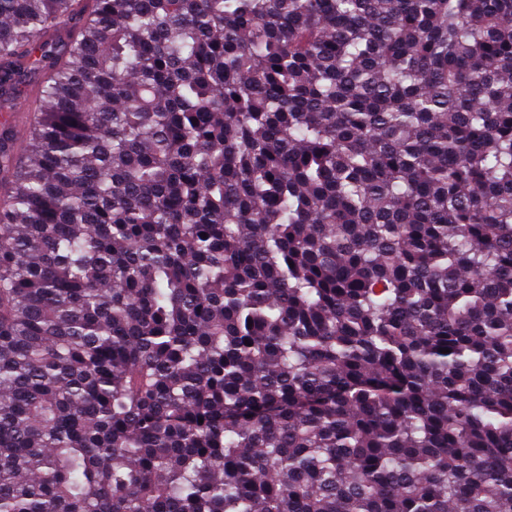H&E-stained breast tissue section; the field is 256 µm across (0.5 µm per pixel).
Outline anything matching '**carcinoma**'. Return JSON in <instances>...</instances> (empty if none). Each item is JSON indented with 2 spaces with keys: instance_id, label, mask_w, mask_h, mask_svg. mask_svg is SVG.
Segmentation results:
<instances>
[{
  "instance_id": "obj_1",
  "label": "carcinoma",
  "mask_w": 512,
  "mask_h": 512,
  "mask_svg": "<svg viewBox=\"0 0 512 512\" xmlns=\"http://www.w3.org/2000/svg\"><path fill=\"white\" fill-rule=\"evenodd\" d=\"M28 86L0 512H512V0H0Z\"/></svg>"
}]
</instances>
